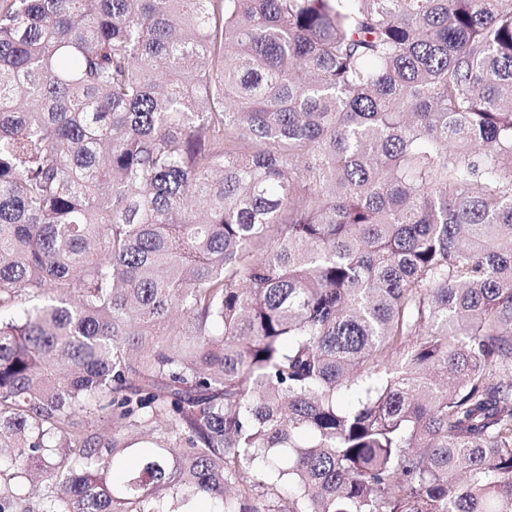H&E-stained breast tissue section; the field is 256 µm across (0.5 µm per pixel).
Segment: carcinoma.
<instances>
[{"mask_svg":"<svg viewBox=\"0 0 512 512\" xmlns=\"http://www.w3.org/2000/svg\"><path fill=\"white\" fill-rule=\"evenodd\" d=\"M6 470L512 512V0H0Z\"/></svg>","mask_w":512,"mask_h":512,"instance_id":"carcinoma-1","label":"carcinoma"}]
</instances>
